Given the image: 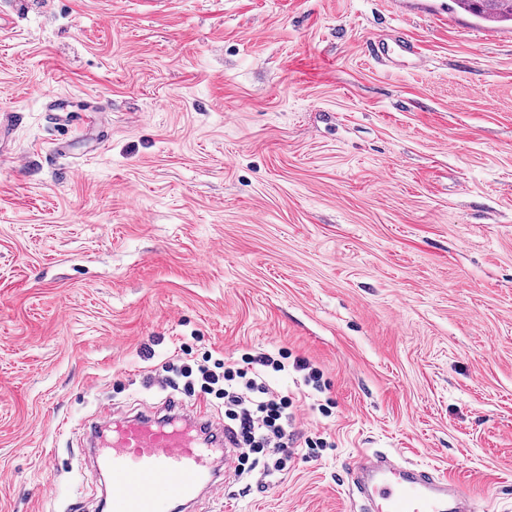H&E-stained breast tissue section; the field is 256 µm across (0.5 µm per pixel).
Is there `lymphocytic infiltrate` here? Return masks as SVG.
Listing matches in <instances>:
<instances>
[{"instance_id":"f902f5d3","label":"lymphocytic infiltrate","mask_w":512,"mask_h":512,"mask_svg":"<svg viewBox=\"0 0 512 512\" xmlns=\"http://www.w3.org/2000/svg\"><path fill=\"white\" fill-rule=\"evenodd\" d=\"M163 369V387L174 388L175 377L181 376L185 390L197 389L223 399L229 428L238 437L237 474L256 470L268 484H275L301 439L294 428V398L275 390L267 378L268 371H284V363L259 353L211 366L200 363L176 367L167 363Z\"/></svg>"}]
</instances>
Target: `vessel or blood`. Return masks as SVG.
Wrapping results in <instances>:
<instances>
[{
    "mask_svg": "<svg viewBox=\"0 0 512 512\" xmlns=\"http://www.w3.org/2000/svg\"><path fill=\"white\" fill-rule=\"evenodd\" d=\"M409 13L425 7L448 12L446 0H392ZM384 63L405 58L422 64L418 46L405 39H379L370 47ZM205 406L173 420L151 408L104 425L89 435L90 453L108 479L107 512H194L202 495L222 475L209 459L202 432L212 429ZM368 512H475L470 495L447 473L430 467L400 465L394 455L360 451L348 467Z\"/></svg>",
    "mask_w": 512,
    "mask_h": 512,
    "instance_id": "b4317fda",
    "label": "vessel or blood"
}]
</instances>
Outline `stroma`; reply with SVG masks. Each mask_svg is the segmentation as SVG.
<instances>
[{
	"mask_svg": "<svg viewBox=\"0 0 512 512\" xmlns=\"http://www.w3.org/2000/svg\"><path fill=\"white\" fill-rule=\"evenodd\" d=\"M415 42L388 66L373 39ZM98 109L80 138L48 105ZM0 512H99L101 412L288 349L332 402L277 484L353 512L362 449L512 512V26L390 0H0Z\"/></svg>",
	"mask_w": 512,
	"mask_h": 512,
	"instance_id": "obj_1",
	"label": "stroma"
}]
</instances>
